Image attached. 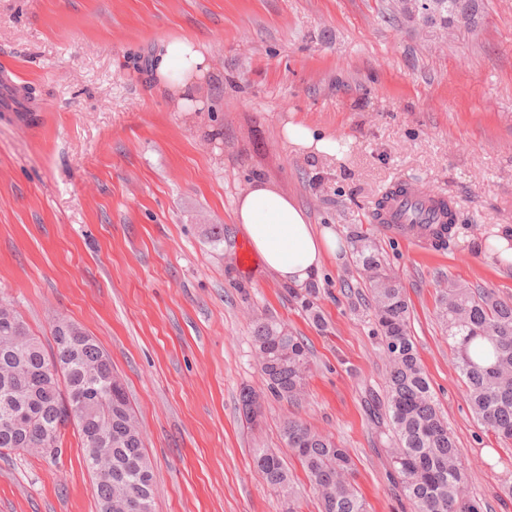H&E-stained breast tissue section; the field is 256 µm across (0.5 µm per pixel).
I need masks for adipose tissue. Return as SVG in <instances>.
Masks as SVG:
<instances>
[{"mask_svg": "<svg viewBox=\"0 0 512 512\" xmlns=\"http://www.w3.org/2000/svg\"><path fill=\"white\" fill-rule=\"evenodd\" d=\"M209 70L204 55L189 39L165 42L157 55L155 72L175 87L188 112L197 111L196 80ZM287 142L306 156L341 157L339 139L304 123L288 121L283 128ZM234 221L263 268L283 283L307 287L319 277L325 255L341 247L329 230L315 231L299 204L262 183H254L242 194L234 210Z\"/></svg>", "mask_w": 512, "mask_h": 512, "instance_id": "ef3b65f1", "label": "adipose tissue"}]
</instances>
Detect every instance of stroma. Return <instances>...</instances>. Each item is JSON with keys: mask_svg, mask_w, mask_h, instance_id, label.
Masks as SVG:
<instances>
[{"mask_svg": "<svg viewBox=\"0 0 512 512\" xmlns=\"http://www.w3.org/2000/svg\"><path fill=\"white\" fill-rule=\"evenodd\" d=\"M178 38L208 61L197 112L154 75V56ZM7 69L0 297L44 345L67 319L110 356L154 465L153 512H319L280 438L293 415L347 448L368 512H414L373 415L387 365L363 277L350 250L325 256L321 329L259 259L242 268L233 212L257 181L345 244L356 231L376 239L470 489L488 512H512V440L473 416L438 317L451 279L512 302V265L480 249L512 230V0H484L477 27L452 32L395 0H0ZM291 120L341 138L342 158L296 152L282 136ZM401 180L455 200L446 246L418 248L373 223L375 200ZM257 314L304 338L310 373L299 402L267 395L252 426L239 393L266 388ZM257 448L283 459L292 503L256 470ZM0 512H98L73 427L55 457L0 454Z\"/></svg>", "mask_w": 512, "mask_h": 512, "instance_id": "stroma-1", "label": "stroma"}]
</instances>
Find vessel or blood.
<instances>
[{"label": "vessel or blood", "mask_w": 512, "mask_h": 512, "mask_svg": "<svg viewBox=\"0 0 512 512\" xmlns=\"http://www.w3.org/2000/svg\"><path fill=\"white\" fill-rule=\"evenodd\" d=\"M441 200L440 194L419 185L411 187L408 194L390 196L380 219L382 231L414 244L425 242L418 225L443 224L448 220Z\"/></svg>", "instance_id": "obj_1"}]
</instances>
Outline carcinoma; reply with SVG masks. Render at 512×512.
I'll use <instances>...</instances> for the list:
<instances>
[{"label":"carcinoma","instance_id":"1","mask_svg":"<svg viewBox=\"0 0 512 512\" xmlns=\"http://www.w3.org/2000/svg\"><path fill=\"white\" fill-rule=\"evenodd\" d=\"M425 20L453 31L471 28L484 9L483 0H428ZM456 213L448 222L411 225L444 246ZM353 255L370 291L382 356L388 364L386 395L375 413H384L392 430L387 449L394 483L415 512H487L469 489L462 449L441 417L428 376L410 335L409 304L400 283L387 269L376 240L353 236ZM439 317L453 341L452 355L465 385L468 403L481 425L512 439V303L489 289L454 280L441 289ZM52 350L45 351L17 312L0 319V449L47 448L58 453L66 411L79 406L75 428L85 462L112 464V475L95 476L100 512H152L153 465L144 451L143 433L124 385L96 340L77 325L72 331L53 325ZM253 345L268 391L290 401L304 392L309 351L304 340L275 320L257 317ZM58 371L45 374L49 365ZM246 417H258L263 398L241 394ZM281 437L305 467L322 512H367L352 479L351 460L329 434L312 430L297 418L284 420ZM254 462L266 483L286 499L293 486L281 458L265 448Z\"/></svg>","mask_w":512,"mask_h":512}]
</instances>
